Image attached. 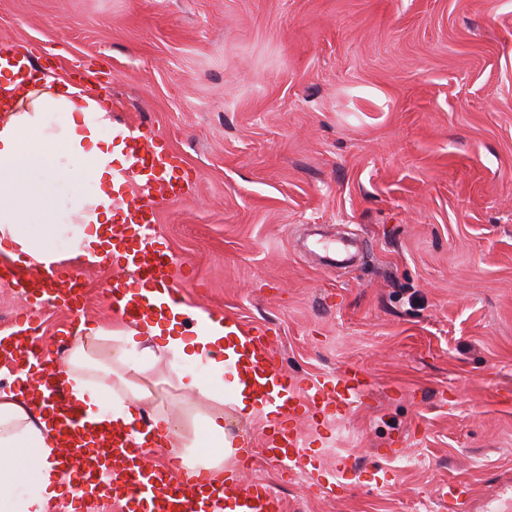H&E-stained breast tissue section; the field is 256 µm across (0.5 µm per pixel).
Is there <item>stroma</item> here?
<instances>
[{
  "instance_id": "1",
  "label": "stroma",
  "mask_w": 512,
  "mask_h": 512,
  "mask_svg": "<svg viewBox=\"0 0 512 512\" xmlns=\"http://www.w3.org/2000/svg\"><path fill=\"white\" fill-rule=\"evenodd\" d=\"M0 39L74 84L102 68L112 118L166 134L197 191L156 226L183 298L270 328L299 384L356 367L344 416L296 424L327 495L262 455L267 418L225 405L285 512H512V0H0ZM110 263L83 316L118 324ZM74 315L0 280V336ZM471 490L465 481L448 486V512H470Z\"/></svg>"
}]
</instances>
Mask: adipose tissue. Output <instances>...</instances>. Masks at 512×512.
<instances>
[{"mask_svg":"<svg viewBox=\"0 0 512 512\" xmlns=\"http://www.w3.org/2000/svg\"><path fill=\"white\" fill-rule=\"evenodd\" d=\"M0 90L12 100L0 112V251L36 267L56 261L62 239L77 255L99 251L116 218L112 192L126 160L123 143L101 133L109 118L99 95L49 68H36L22 85L6 65ZM180 323L176 310L118 329L87 323L83 343L63 360L64 374L90 420L129 427L148 415L151 431L184 468L217 479L238 453L225 404L247 415L256 410L235 367L241 335L219 317L189 338L179 334ZM162 362L165 378L156 370ZM168 378L176 394L161 404L154 392ZM62 457L48 416L34 413L26 393L0 391V512H49L63 492Z\"/></svg>","mask_w":512,"mask_h":512,"instance_id":"obj_1","label":"adipose tissue"}]
</instances>
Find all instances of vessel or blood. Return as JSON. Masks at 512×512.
I'll list each match as a JSON object with an SVG mask.
<instances>
[{
	"label": "vessel or blood",
	"instance_id": "vessel-or-blood-1",
	"mask_svg": "<svg viewBox=\"0 0 512 512\" xmlns=\"http://www.w3.org/2000/svg\"><path fill=\"white\" fill-rule=\"evenodd\" d=\"M122 136L130 165L125 189L120 193L125 218L123 223L113 225L108 237L106 257L114 270L108 299L113 310L128 320H155L163 317L167 307L183 305L180 285L189 275L188 269L176 265L168 250L160 246L155 232L158 208L166 202L188 199L196 180L179 164L159 131L142 124L128 125ZM8 268L12 285L24 290L35 304L51 301L72 313L81 312V270L56 263L35 281L25 266L12 262ZM147 286L164 289L166 302L157 303L144 294ZM13 327L11 341H0V354L18 356L29 370L46 376L44 364L49 352L40 342L30 315L19 314ZM242 337L236 367L250 384L260 413L271 419L263 444L266 459L285 469L303 471L320 490L334 493L335 481L329 480L320 463L307 455L292 422L306 410L317 416L328 410L344 414L369 392L370 383L347 370L298 387L295 378L271 360L267 329L254 326L244 330ZM50 399L57 418L56 436L68 450L60 471L66 477L74 473L79 476L72 488L76 512H87L91 498L108 493L130 506L150 501L151 512H205L206 505L222 501L234 502L238 512H282L279 497L259 480L246 483L240 474L230 473L217 481L203 473L182 470L174 463L163 469L147 468L146 452L135 442L136 429H116L111 437H95L63 385L51 387ZM470 504L467 482L449 486L448 512H471Z\"/></svg>",
	"mask_w": 512,
	"mask_h": 512
}]
</instances>
